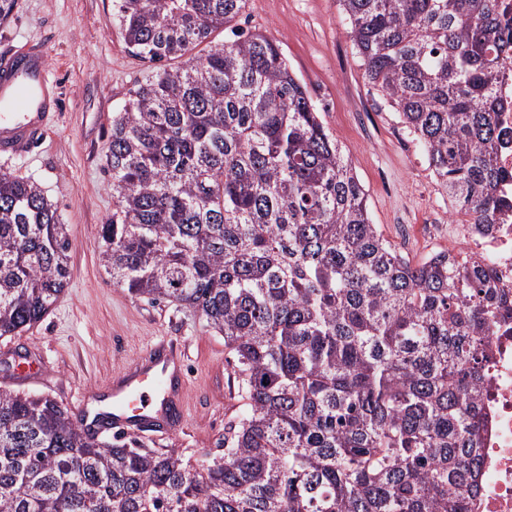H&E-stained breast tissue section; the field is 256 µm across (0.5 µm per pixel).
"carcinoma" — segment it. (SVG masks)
<instances>
[{
    "label": "carcinoma",
    "mask_w": 512,
    "mask_h": 512,
    "mask_svg": "<svg viewBox=\"0 0 512 512\" xmlns=\"http://www.w3.org/2000/svg\"><path fill=\"white\" fill-rule=\"evenodd\" d=\"M247 0H117L155 68L112 115V284L224 336L244 410L224 456L97 437L49 396L0 387V512H468L490 336L507 297L447 251L413 262L370 217L277 41H230ZM368 84L480 230L496 223L512 60L499 0H336ZM68 225L0 173V338L69 280Z\"/></svg>",
    "instance_id": "carcinoma-1"
}]
</instances>
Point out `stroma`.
I'll list each match as a JSON object with an SVG mask.
<instances>
[{"mask_svg": "<svg viewBox=\"0 0 512 512\" xmlns=\"http://www.w3.org/2000/svg\"><path fill=\"white\" fill-rule=\"evenodd\" d=\"M237 26L276 39L351 161L384 236L416 262L447 250L448 197L397 113L365 80L336 0H248ZM32 41L43 46L58 107L31 152L0 155V172L36 180L56 204L70 227L71 276L41 322L0 338V386L53 397L74 412L97 410L115 372L158 339L177 342L185 351L187 419L145 445L207 464L222 456L224 425L243 410L223 336L188 310L114 286L98 249L99 227L115 204L104 157L112 115L152 65L128 51L115 0H17L0 24V54ZM28 361L40 381L17 380V366Z\"/></svg>", "mask_w": 512, "mask_h": 512, "instance_id": "stroma-1", "label": "stroma"}]
</instances>
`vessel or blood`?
<instances>
[{"label":"vessel or blood","instance_id":"obj_1","mask_svg":"<svg viewBox=\"0 0 512 512\" xmlns=\"http://www.w3.org/2000/svg\"><path fill=\"white\" fill-rule=\"evenodd\" d=\"M49 72L39 44L0 59V155L31 151L48 130L46 95ZM181 350L160 341L148 353L123 367L113 377L112 425L137 433L157 431L158 419L167 416L170 398L184 400V388H173L170 365L183 361Z\"/></svg>","mask_w":512,"mask_h":512}]
</instances>
